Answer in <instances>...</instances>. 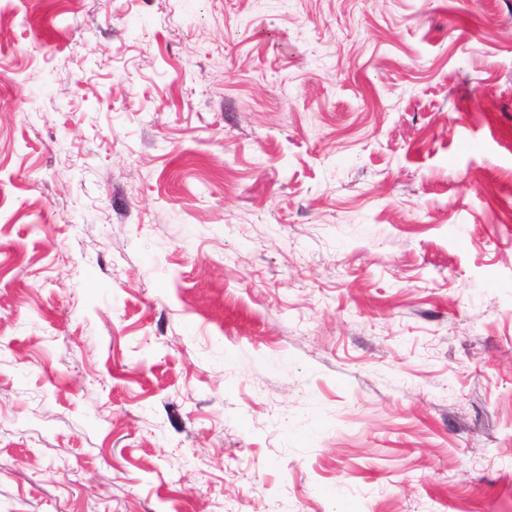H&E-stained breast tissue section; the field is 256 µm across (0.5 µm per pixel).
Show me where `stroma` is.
Here are the masks:
<instances>
[{
    "label": "stroma",
    "mask_w": 512,
    "mask_h": 512,
    "mask_svg": "<svg viewBox=\"0 0 512 512\" xmlns=\"http://www.w3.org/2000/svg\"><path fill=\"white\" fill-rule=\"evenodd\" d=\"M0 512H512V0H0Z\"/></svg>",
    "instance_id": "1"
}]
</instances>
